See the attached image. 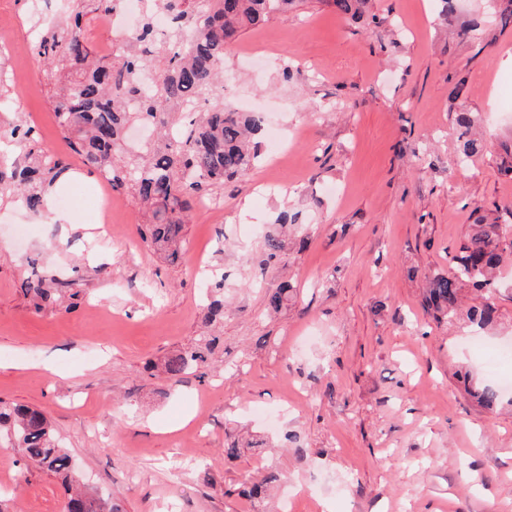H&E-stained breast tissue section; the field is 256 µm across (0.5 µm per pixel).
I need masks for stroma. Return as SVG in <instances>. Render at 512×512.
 Listing matches in <instances>:
<instances>
[{"label": "stroma", "instance_id": "obj_1", "mask_svg": "<svg viewBox=\"0 0 512 512\" xmlns=\"http://www.w3.org/2000/svg\"><path fill=\"white\" fill-rule=\"evenodd\" d=\"M370 0L345 16L321 0L245 31L228 51L224 100L266 113L289 137L264 145L239 181L193 207L178 262L143 243L140 207L112 192L102 241L85 192L100 181L62 138L28 0H0L17 112L69 169L67 221L0 207V400L50 412L90 488L124 512H252L245 479L276 471L271 512H512V409L489 411L462 373L490 383L473 340L512 337V264L498 322H439L424 278L449 268L480 219L512 225V28L486 0ZM291 68L283 77V68ZM468 94L454 98L457 82ZM471 113L484 152L458 164L455 117ZM288 215L290 250L264 264L262 239ZM224 274L214 361L172 383L165 360L203 333V272ZM69 281L35 308L31 275ZM294 300L273 313L267 289ZM261 448L224 456L230 438ZM5 512H65L53 475L0 447Z\"/></svg>", "mask_w": 512, "mask_h": 512}]
</instances>
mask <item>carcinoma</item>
Instances as JSON below:
<instances>
[{
	"instance_id": "carcinoma-1",
	"label": "carcinoma",
	"mask_w": 512,
	"mask_h": 512,
	"mask_svg": "<svg viewBox=\"0 0 512 512\" xmlns=\"http://www.w3.org/2000/svg\"><path fill=\"white\" fill-rule=\"evenodd\" d=\"M118 0H65L67 16L34 14L38 54L58 62L49 77L53 103L64 140L83 163L111 181L114 188L131 191L149 215L142 230L148 247L170 260L180 258L183 227L192 209L191 198L226 180L241 179L261 157L260 141L265 123L259 113H240L214 96L215 83L227 65V49L249 27H258L291 9L296 0H150L140 30L130 36L118 55H100L89 46L82 17L109 11ZM342 15L363 12L370 0H325ZM503 27L512 24V0H489ZM166 15L172 23L171 44L153 87L141 77L152 66L147 43L153 38V17ZM134 123L159 130L177 129L180 136L137 152H126L123 143ZM462 129L460 162L483 150L470 137L472 118L457 112ZM23 162L0 166V202L21 201L44 223H51L45 209L48 188L68 166L36 146L35 132L23 120L0 125ZM287 245L278 234L263 239L265 261L280 260ZM512 256V236L499 224H477L460 245L447 272L428 277L425 302L438 320L452 321L458 314L462 291L471 286L484 292L486 302L470 310L480 327L496 320L490 299L497 294L494 271ZM219 272L208 277L206 321L224 317L223 280ZM26 291L45 303L54 301L45 280L36 275L23 282ZM293 299L292 288L282 286L268 294V307L277 312ZM217 338L201 336L190 349L167 358L165 372L171 379L205 364ZM483 407L502 404L492 386L473 390ZM15 448L35 466L54 474L70 492L66 512H121L112 498L79 489L72 456L56 440L48 412L0 400V443ZM278 480L271 472L252 484L253 512H265L268 486Z\"/></svg>"
}]
</instances>
